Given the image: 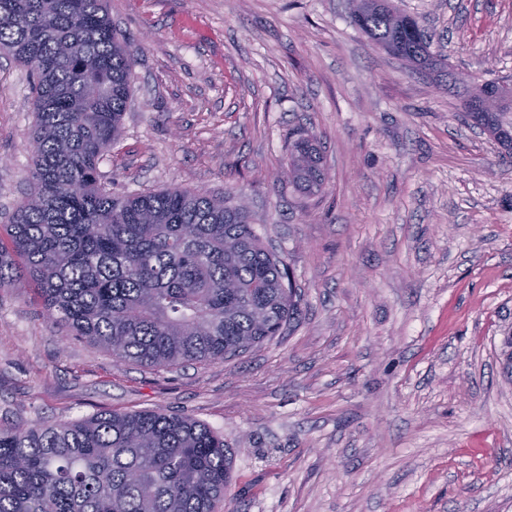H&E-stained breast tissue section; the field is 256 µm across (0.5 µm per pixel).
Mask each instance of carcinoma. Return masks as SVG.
<instances>
[{"label":"carcinoma","instance_id":"1","mask_svg":"<svg viewBox=\"0 0 512 512\" xmlns=\"http://www.w3.org/2000/svg\"><path fill=\"white\" fill-rule=\"evenodd\" d=\"M351 21L418 71L455 81L430 36L390 0H350ZM0 51L31 77L30 192L0 240V288L37 290L54 322L117 360L157 369L222 359L281 334L298 311L283 262L231 195L165 189L115 195L99 164L121 134L131 46L104 0H0ZM467 121L500 134L512 100ZM288 179L318 192L326 175L309 137L288 147ZM229 482L224 438L161 410L101 411L0 427V512H218Z\"/></svg>","mask_w":512,"mask_h":512}]
</instances>
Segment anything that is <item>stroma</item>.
I'll use <instances>...</instances> for the list:
<instances>
[{
  "mask_svg": "<svg viewBox=\"0 0 512 512\" xmlns=\"http://www.w3.org/2000/svg\"><path fill=\"white\" fill-rule=\"evenodd\" d=\"M432 52L512 77V0H393ZM135 50L113 193L231 194L300 295L235 357L147 369L0 288V425L162 409L211 426L224 512H512V162L455 89L412 73L348 0H108ZM29 72L0 55V225L27 196ZM315 136L320 195L288 182Z\"/></svg>",
  "mask_w": 512,
  "mask_h": 512,
  "instance_id": "stroma-1",
  "label": "stroma"
}]
</instances>
